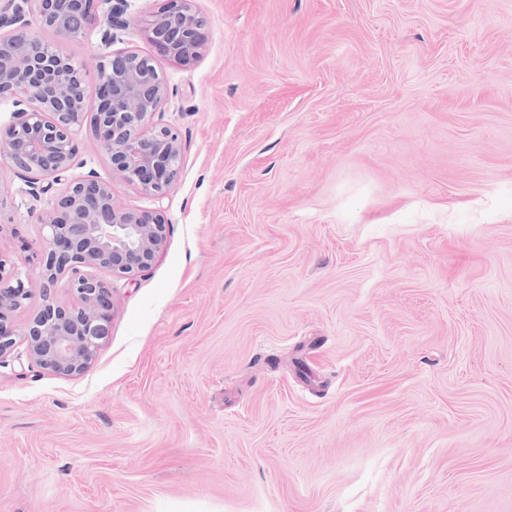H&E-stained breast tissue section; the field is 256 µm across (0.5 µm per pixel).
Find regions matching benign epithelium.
Wrapping results in <instances>:
<instances>
[{"instance_id":"1","label":"benign epithelium","mask_w":512,"mask_h":512,"mask_svg":"<svg viewBox=\"0 0 512 512\" xmlns=\"http://www.w3.org/2000/svg\"><path fill=\"white\" fill-rule=\"evenodd\" d=\"M57 0H18L0 15V102L10 101L17 119L0 127V156L39 196L53 192L39 215L46 251L39 270L6 267L0 258V358L21 341L27 358L60 377L82 373L108 336L111 282L88 274L105 270L134 277L161 254L167 220L159 208L116 205L112 184L91 171L67 176L77 151L76 135L90 126L113 173L148 198L161 201L177 180L183 155L178 128L151 125L173 89L157 69L155 55L182 66L202 53L207 22L193 0H167L143 29L156 54L108 52L95 65L94 79L58 47L46 43L35 25L50 24L65 40L82 33L67 26ZM89 22L104 27L102 43L112 45L127 0H78ZM97 106L89 110L90 100ZM66 279L75 302L54 298ZM43 310L22 328L10 324L34 292Z\"/></svg>"}]
</instances>
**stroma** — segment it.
Returning a JSON list of instances; mask_svg holds the SVG:
<instances>
[{
  "label": "stroma",
  "mask_w": 512,
  "mask_h": 512,
  "mask_svg": "<svg viewBox=\"0 0 512 512\" xmlns=\"http://www.w3.org/2000/svg\"><path fill=\"white\" fill-rule=\"evenodd\" d=\"M162 4L108 48L151 53ZM195 5L201 57L156 59L169 194L78 138L71 176L160 205L165 246L84 373L0 364V512H512V0ZM0 181L25 269L47 200Z\"/></svg>",
  "instance_id": "obj_1"
}]
</instances>
